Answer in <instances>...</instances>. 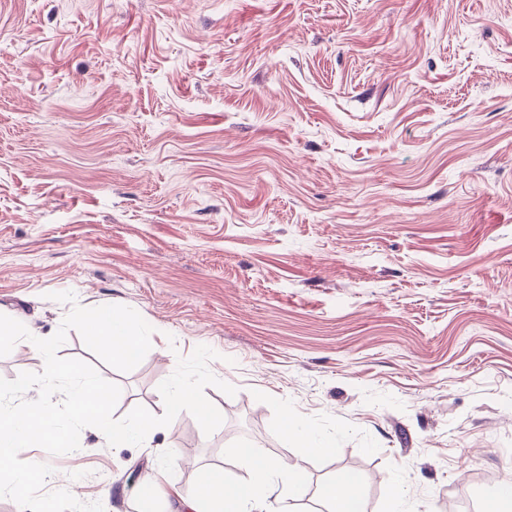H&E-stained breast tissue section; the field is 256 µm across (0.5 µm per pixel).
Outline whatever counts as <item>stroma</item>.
<instances>
[{
  "instance_id": "1",
  "label": "stroma",
  "mask_w": 512,
  "mask_h": 512,
  "mask_svg": "<svg viewBox=\"0 0 512 512\" xmlns=\"http://www.w3.org/2000/svg\"><path fill=\"white\" fill-rule=\"evenodd\" d=\"M118 304L152 327L121 372L69 330L58 355L117 384L115 418L205 345L223 417L139 446L91 428L36 447L45 491L174 512L245 448L296 497L350 464L366 512H491L512 480V0H0V314L57 331Z\"/></svg>"
}]
</instances>
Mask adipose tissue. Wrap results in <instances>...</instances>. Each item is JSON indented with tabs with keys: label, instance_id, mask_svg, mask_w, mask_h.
Here are the masks:
<instances>
[{
	"label": "adipose tissue",
	"instance_id": "1",
	"mask_svg": "<svg viewBox=\"0 0 512 512\" xmlns=\"http://www.w3.org/2000/svg\"><path fill=\"white\" fill-rule=\"evenodd\" d=\"M300 446V453L290 464L269 458L257 449H247V456L254 461L251 478L229 483L222 472H210L196 496L183 498V512H265V503L276 480L289 487L287 493L278 497L276 512H298L292 489L306 476L309 456L318 451L308 434L301 435Z\"/></svg>",
	"mask_w": 512,
	"mask_h": 512
}]
</instances>
